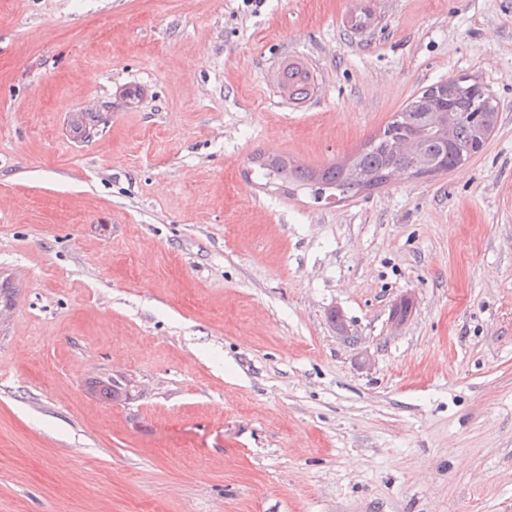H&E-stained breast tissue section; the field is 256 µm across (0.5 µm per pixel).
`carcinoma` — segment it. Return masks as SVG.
Instances as JSON below:
<instances>
[{
	"instance_id": "cac0c4a2",
	"label": "carcinoma",
	"mask_w": 512,
	"mask_h": 512,
	"mask_svg": "<svg viewBox=\"0 0 512 512\" xmlns=\"http://www.w3.org/2000/svg\"><path fill=\"white\" fill-rule=\"evenodd\" d=\"M278 86L288 101L300 103L314 90V76L303 64L288 60L278 69ZM499 122V110L491 94L481 98L470 86L449 87L437 83L411 99L394 113L385 132L376 133L346 161L319 168L303 167L286 157H253L268 179L288 181L310 189L314 199L340 202L386 183L389 171L405 167L411 160L394 149V139L415 138L420 152L436 161V173L467 163L478 144L491 136ZM96 124L84 112L75 113L72 132L88 139ZM452 128L453 135L445 129Z\"/></svg>"
}]
</instances>
